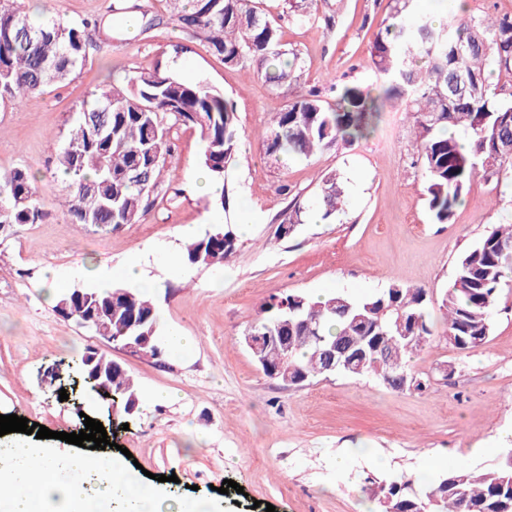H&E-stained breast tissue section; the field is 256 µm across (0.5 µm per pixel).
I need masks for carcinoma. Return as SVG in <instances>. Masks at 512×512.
I'll return each instance as SVG.
<instances>
[{
  "label": "carcinoma",
  "instance_id": "carcinoma-1",
  "mask_svg": "<svg viewBox=\"0 0 512 512\" xmlns=\"http://www.w3.org/2000/svg\"><path fill=\"white\" fill-rule=\"evenodd\" d=\"M176 26L199 41L227 67L248 68L265 77L286 98L262 135L265 154L309 157L315 151L368 137L372 120L388 100L402 102L413 119L415 149L426 180V201L436 224L451 222L470 192L478 172L486 179L512 169V81L489 89L486 72L512 75V18L477 21L458 16L435 25L419 16L402 19L414 0H395L394 13L374 36L370 68L376 84L345 87L331 104L304 89L297 75L298 54H288L280 25L263 0H170ZM88 23L47 16L34 23L18 6L0 7V98L16 100L69 79L88 56ZM83 112H103L106 126L98 135L77 116L58 164L74 196L68 210L76 224L118 228L135 224L147 212L149 197L173 156V130L199 129L204 142L200 165L217 182H226L242 142L233 103L204 81H188L157 67L133 71L122 88L93 94ZM1 224H37L29 173L15 168L0 173ZM344 187L335 173L320 184L316 209L327 220L340 210ZM238 238L226 225L188 244L180 261L189 266L221 264L233 255ZM512 270V225L491 231L459 259L455 279L441 300L448 325L446 340L469 351L487 343L491 313L507 271ZM88 310L103 315L110 336L135 331L148 348L162 342L155 294L143 288L110 290L73 288L56 299L66 314L75 294ZM432 296L424 288L392 283L353 298L342 291L318 301L305 295L273 297L247 329L264 336H286L288 355L264 343L258 359L306 382L326 374L323 351L351 357L356 370L346 376L372 375L399 391H421L426 382L409 368L410 355L424 349L433 331L427 321ZM102 374L91 383L84 359L77 374L100 397L115 394L120 411L140 407L141 390L124 368L97 354ZM374 496L381 512H512V454L493 471L465 466L431 477L389 478L377 482Z\"/></svg>",
  "mask_w": 512,
  "mask_h": 512
}]
</instances>
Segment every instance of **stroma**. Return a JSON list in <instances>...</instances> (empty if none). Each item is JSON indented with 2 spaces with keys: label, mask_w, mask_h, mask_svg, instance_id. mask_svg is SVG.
I'll return each mask as SVG.
<instances>
[{
  "label": "stroma",
  "mask_w": 512,
  "mask_h": 512,
  "mask_svg": "<svg viewBox=\"0 0 512 512\" xmlns=\"http://www.w3.org/2000/svg\"><path fill=\"white\" fill-rule=\"evenodd\" d=\"M117 0H25L31 18L67 20L108 15ZM160 24L129 34L91 32L89 57L69 80L23 102H0V170L23 168L38 191L44 218L0 232V414L72 433L82 414L100 416L81 389L61 400L50 373L94 348L120 363L143 393L139 411L117 443L154 474H176L161 489L174 503L201 502L212 512H362L369 479L416 476L429 450L445 451V467L487 471L512 449V281L504 282L481 348L461 352L445 340L438 301L461 256L501 224H512V188L476 179L451 223H433L416 162L413 122L399 101L387 103L367 139L275 164L258 138L286 100L251 70L225 67L201 43L185 42L168 0H126ZM301 0H267L283 41L300 55L301 80L335 101L345 85L368 87L372 41L393 0H318L303 17ZM182 61L194 79L234 103L243 134L228 176L229 205L214 210L195 191L203 150L200 132L173 133L156 200L141 223L110 229L75 224L65 206L72 193L57 158L90 93L124 86L130 71ZM336 173L345 204L331 219L277 235L292 197L314 206L318 186ZM289 193H281L280 185ZM236 252L221 267L166 264L180 255L185 226L205 235L214 225L239 227ZM139 256L158 295L164 334L192 346L165 364L106 342L60 317L47 296L55 270L89 288L90 267L109 269ZM422 287L434 298L435 336L410 360L428 380L425 391L398 392L373 376L325 375L300 385L266 376L241 338L271 297H309L338 289L359 298L390 284ZM170 393L153 402L155 392ZM239 491L221 493L224 480Z\"/></svg>",
  "instance_id": "stroma-1"
}]
</instances>
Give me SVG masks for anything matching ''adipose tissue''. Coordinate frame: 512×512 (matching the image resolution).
Segmentation results:
<instances>
[{
  "label": "adipose tissue",
  "instance_id": "ef3b65f1",
  "mask_svg": "<svg viewBox=\"0 0 512 512\" xmlns=\"http://www.w3.org/2000/svg\"><path fill=\"white\" fill-rule=\"evenodd\" d=\"M85 452L10 445L0 448V512H161L163 493L136 483L121 460L88 468Z\"/></svg>",
  "mask_w": 512,
  "mask_h": 512
}]
</instances>
